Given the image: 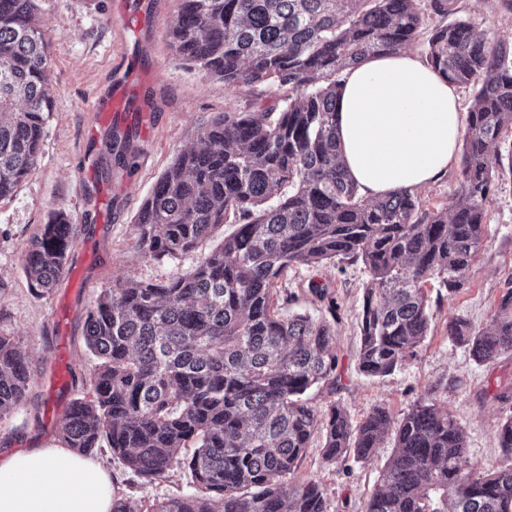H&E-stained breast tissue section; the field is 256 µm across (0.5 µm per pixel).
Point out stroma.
Wrapping results in <instances>:
<instances>
[{"mask_svg": "<svg viewBox=\"0 0 512 512\" xmlns=\"http://www.w3.org/2000/svg\"><path fill=\"white\" fill-rule=\"evenodd\" d=\"M39 15L51 35L50 79L55 106L45 127L34 173L0 199V335L12 337L31 363L29 393L23 404L0 416V452L44 448L59 440L65 407L91 396L97 364L87 349L85 319L102 291L115 281H164L196 265L214 240L175 258L154 259L137 244L136 220L157 179L181 150L194 146L198 128L230 107L254 101L275 104L279 90L247 83L235 87L181 60L170 45L179 0H156L149 17L124 19L120 0H38ZM457 16L473 32L512 45V15L497 0H457ZM139 42L154 61L152 119L129 165L106 168L102 140L90 136L96 102L110 94L111 75L127 43ZM67 212L78 233L69 268L83 272L82 284L65 276L52 292L29 288L21 252L55 212ZM486 233L468 280L458 292H441L430 281L431 329L414 359L392 375L375 379L358 368V314L369 274L362 262L296 265L280 286L282 313L336 317L334 347L339 357L335 387L314 390L319 411L343 408L352 421L373 408L400 417L417 399L433 393L440 410L452 414L468 435L473 472L496 468L502 460L496 426L506 409L493 395L512 383V355L479 364L465 346L448 338V323L461 318L478 330L492 322L501 295L512 288V180L501 182L485 205ZM324 286L335 307L319 301L310 284ZM68 367L66 385L51 390L48 375L57 357ZM393 450L385 440L369 463L346 456L323 460L312 439L293 481L315 480L328 512H363ZM112 475L117 496L135 512H150L163 499L188 492L179 470L147 482L126 469L109 448L94 451Z\"/></svg>", "mask_w": 512, "mask_h": 512, "instance_id": "35a3bbf8", "label": "stroma"}]
</instances>
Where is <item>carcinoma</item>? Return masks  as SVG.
I'll return each mask as SVG.
<instances>
[{"mask_svg": "<svg viewBox=\"0 0 512 512\" xmlns=\"http://www.w3.org/2000/svg\"><path fill=\"white\" fill-rule=\"evenodd\" d=\"M423 0H181L171 30L185 61L226 86L288 90L275 105L227 110L197 133L156 181L137 219L138 242L176 257L236 224L192 268L163 282L119 281L102 291L85 325L98 359L94 397L72 402L59 444L112 455L152 482L174 468L194 491L153 512H327L314 480L288 481L316 431L323 459L368 462L384 438L394 451L364 512H512V413L497 426L503 463L469 469L467 435L427 393L393 419L376 407L354 423L319 412L309 391L336 385L331 323L281 314L275 290L288 268L360 261L368 269L359 312L358 367L383 378L428 336L425 286L463 287L485 236V209L512 178V45L477 37L454 20L435 26L425 63L475 85L467 110L460 191L435 209L404 190L368 199L337 158L336 107L344 75L368 57L398 53L419 36ZM457 0H428L455 13ZM50 37L37 0H0V198L36 169L53 108ZM134 136L105 151L129 163ZM75 228L45 224L22 254L38 294L67 273ZM448 338L477 363L512 354V288L492 325L448 323ZM28 357L0 335V416L26 397Z\"/></svg>", "mask_w": 512, "mask_h": 512, "instance_id": "cac0c4a2", "label": "carcinoma"}]
</instances>
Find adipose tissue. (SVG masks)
I'll list each match as a JSON object with an SVG mask.
<instances>
[{"label": "adipose tissue", "mask_w": 512, "mask_h": 512, "mask_svg": "<svg viewBox=\"0 0 512 512\" xmlns=\"http://www.w3.org/2000/svg\"><path fill=\"white\" fill-rule=\"evenodd\" d=\"M336 125L340 159L370 199L442 177L464 133L455 84L407 53L347 71ZM114 496L111 474L68 448L0 459V512H112Z\"/></svg>", "instance_id": "obj_1"}]
</instances>
